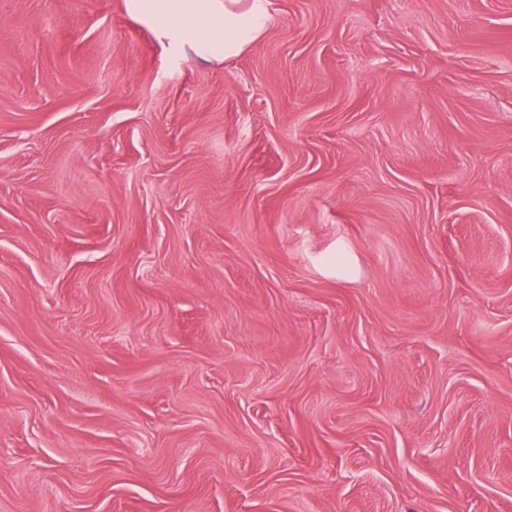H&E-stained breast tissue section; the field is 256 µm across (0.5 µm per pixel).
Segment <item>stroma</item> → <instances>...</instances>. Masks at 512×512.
Segmentation results:
<instances>
[{
	"mask_svg": "<svg viewBox=\"0 0 512 512\" xmlns=\"http://www.w3.org/2000/svg\"><path fill=\"white\" fill-rule=\"evenodd\" d=\"M270 11L0 0V512H512V0ZM269 0H124L126 11L151 27L168 48L202 60L239 56L269 27Z\"/></svg>",
	"mask_w": 512,
	"mask_h": 512,
	"instance_id": "stroma-1",
	"label": "stroma"
}]
</instances>
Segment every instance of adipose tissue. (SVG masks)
Returning a JSON list of instances; mask_svg holds the SVG:
<instances>
[{
    "mask_svg": "<svg viewBox=\"0 0 512 512\" xmlns=\"http://www.w3.org/2000/svg\"><path fill=\"white\" fill-rule=\"evenodd\" d=\"M270 0H124L164 46L209 60L239 56L269 27Z\"/></svg>",
    "mask_w": 512,
    "mask_h": 512,
    "instance_id": "1",
    "label": "adipose tissue"
}]
</instances>
